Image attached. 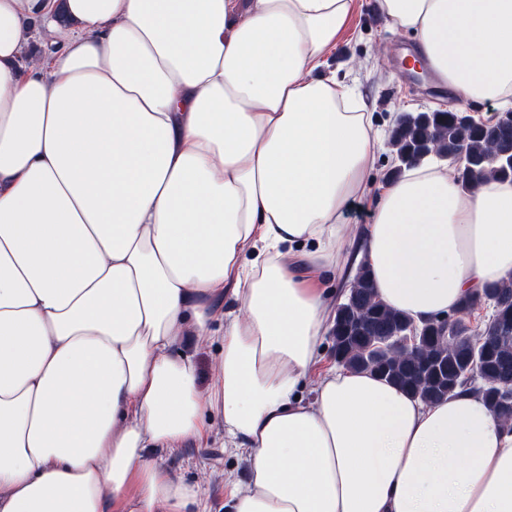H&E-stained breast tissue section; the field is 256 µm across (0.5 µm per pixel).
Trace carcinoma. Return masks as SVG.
Wrapping results in <instances>:
<instances>
[{
  "label": "carcinoma",
  "instance_id": "obj_1",
  "mask_svg": "<svg viewBox=\"0 0 512 512\" xmlns=\"http://www.w3.org/2000/svg\"><path fill=\"white\" fill-rule=\"evenodd\" d=\"M388 148L405 167L425 157L454 159L462 187L473 189L482 177L512 180V167L493 158L512 156V131L472 122L457 110L407 113L400 117ZM492 305L494 318L473 326L476 304ZM414 326L406 315L380 302L364 267L356 274L330 328L337 364L373 373L423 401L449 396L470 384L505 425H512V400L503 389L512 384V279L466 300L446 332L439 321L419 327V344L407 349L393 345ZM490 336L487 342L484 337Z\"/></svg>",
  "mask_w": 512,
  "mask_h": 512
}]
</instances>
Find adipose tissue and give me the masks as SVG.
<instances>
[{"mask_svg": "<svg viewBox=\"0 0 512 512\" xmlns=\"http://www.w3.org/2000/svg\"><path fill=\"white\" fill-rule=\"evenodd\" d=\"M354 6L0 0V512H204L154 453L214 414L247 462L227 512H512V429L471 389L317 368L334 264L418 324L512 278V182L370 186L379 133L318 74ZM374 8L463 103L512 105V0ZM31 23L59 48L25 59ZM217 338L206 395L183 345ZM372 197L363 200H356L345 212V224H350L351 234L356 236L357 244L365 232L366 225L370 224Z\"/></svg>", "mask_w": 512, "mask_h": 512, "instance_id": "obj_1", "label": "adipose tissue"}]
</instances>
